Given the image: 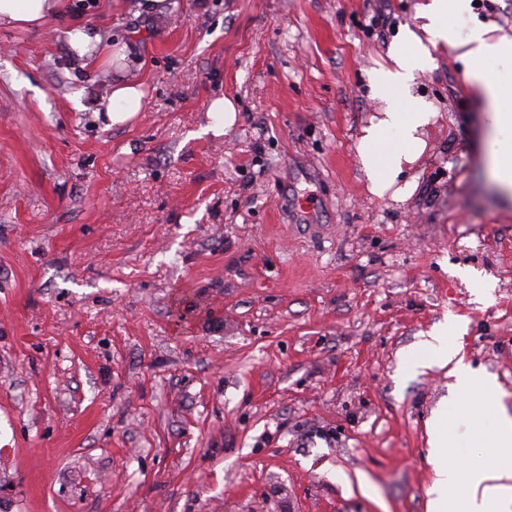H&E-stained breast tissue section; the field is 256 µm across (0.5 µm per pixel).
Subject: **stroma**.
<instances>
[{
    "label": "stroma",
    "mask_w": 512,
    "mask_h": 512,
    "mask_svg": "<svg viewBox=\"0 0 512 512\" xmlns=\"http://www.w3.org/2000/svg\"><path fill=\"white\" fill-rule=\"evenodd\" d=\"M74 2L0 27V512H428L456 379L402 355L464 320L512 413V204L444 46L413 87L439 116L411 195L368 190L370 74L424 0H387L381 38L379 0ZM77 21L136 44L125 126L114 66L67 49ZM144 96L140 82L134 77H125V75L117 77V81L112 84L110 105L107 110V119L110 124L121 125L132 119L142 110ZM208 123L205 126L207 132L216 136L224 134V130L230 128L236 120V108L234 103L224 96L213 98L207 109Z\"/></svg>",
    "instance_id": "obj_1"
}]
</instances>
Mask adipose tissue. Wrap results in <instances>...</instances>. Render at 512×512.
I'll use <instances>...</instances> for the list:
<instances>
[{
	"mask_svg": "<svg viewBox=\"0 0 512 512\" xmlns=\"http://www.w3.org/2000/svg\"><path fill=\"white\" fill-rule=\"evenodd\" d=\"M472 0H425L419 7V29L404 28L389 65L374 70L370 95L381 105V115L364 127L358 141L360 165L376 197L406 198L404 167L423 153V128L435 117L431 104L414 96L415 73L432 68L434 48L449 44L466 66L465 79L484 105V160L490 181L504 199L512 198V36L491 35L487 26L475 24L464 36L449 38L450 22L466 18ZM60 0H0V26L43 28L61 13ZM145 93L134 77L121 76L112 86L107 118L121 125L144 105ZM463 327L450 322L432 331L405 353L409 371L434 363H454L456 391L465 398L464 412L440 409L430 426L435 477L427 491L428 512H512V414L489 404L496 380L474 372L458 361L456 344ZM500 451L489 462L488 449ZM464 454V465L451 462Z\"/></svg>",
	"mask_w": 512,
	"mask_h": 512,
	"instance_id": "1",
	"label": "adipose tissue"
}]
</instances>
